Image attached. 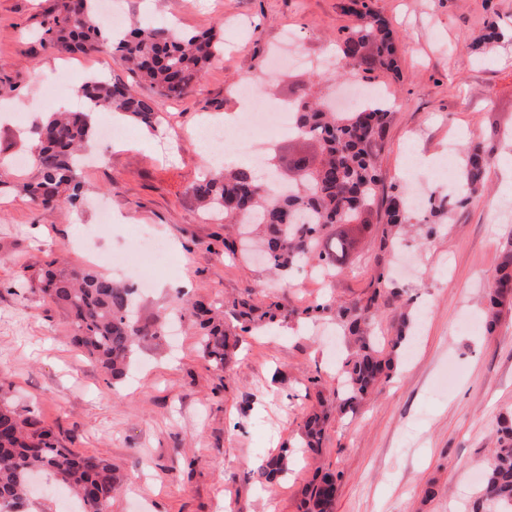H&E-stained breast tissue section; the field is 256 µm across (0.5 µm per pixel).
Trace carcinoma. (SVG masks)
<instances>
[{
    "instance_id": "1",
    "label": "carcinoma",
    "mask_w": 512,
    "mask_h": 512,
    "mask_svg": "<svg viewBox=\"0 0 512 512\" xmlns=\"http://www.w3.org/2000/svg\"><path fill=\"white\" fill-rule=\"evenodd\" d=\"M356 24L341 45L342 70L356 76L378 68L394 71L392 34L385 21L364 9L355 11ZM43 42L79 53L107 48L119 55L138 82L159 96L180 99L190 94L205 66L224 50L217 31L173 33L164 22L145 21L117 36L98 16V0H80V11L70 0H61ZM92 103L83 112H56L34 131L40 170L34 181H16L13 191L37 207L50 209L61 203L76 204L81 196V151L92 136L95 114L123 112L151 127L155 122L150 97L131 93L120 83L93 77L78 90ZM392 112L369 105L354 112H332L310 99L306 91L293 102L294 132L315 139L323 158L313 171L293 178L294 189L286 194L262 181L253 167L221 169L207 173L192 187L193 195L207 210L224 212V219L245 223L253 219L262 233L268 264L288 273L299 264L322 269L336 268L349 254L352 242L331 232L337 224H351L369 206L380 189L377 158ZM490 153L478 142L461 151L463 181L460 194L446 203L429 202L431 210L458 206L484 185ZM409 198L391 201L386 233L398 234L410 220ZM35 287L70 318L73 344L99 363L107 379L118 383L125 375L140 344L161 335L153 325H141L133 314L136 289L126 287L89 266L59 271L48 269ZM381 297L375 289L364 306H341L345 334L357 350L341 363L335 400H320L321 410L308 415L304 446L321 449L328 408L342 412L356 406L378 382L389 377L394 366L392 351L407 339L401 331L386 351L369 328L371 309ZM203 330L202 347L210 364L228 369L229 351L238 339L208 317L209 308L192 305ZM512 309V232L499 252V263L487 296L486 327L493 332L502 315ZM498 448L486 463L484 478L470 512H512V416H501ZM289 449L264 460L261 475L272 482L288 462ZM49 471L82 506V512H111L112 500L121 490L118 466L96 455L78 454L62 445L52 429L35 414L18 413L8 399L0 398V512H22L31 475ZM336 476L326 472L315 477L304 491L305 512H332Z\"/></svg>"
}]
</instances>
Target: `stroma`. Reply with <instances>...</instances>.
<instances>
[{"label": "stroma", "mask_w": 512, "mask_h": 512, "mask_svg": "<svg viewBox=\"0 0 512 512\" xmlns=\"http://www.w3.org/2000/svg\"><path fill=\"white\" fill-rule=\"evenodd\" d=\"M122 2L129 23L223 29L224 51L188 96L155 97V127L122 124L129 146L97 142L99 160L82 171L77 206L44 210L11 190L39 175L20 129L67 109L94 76L139 95L149 89L111 53L45 45L40 33L57 0H0V87L11 88L12 114L0 123V156L10 158L0 179V385L12 404L40 416L66 447L120 468L126 484L111 512H301L319 468L339 475L334 512H467L477 474L496 451L498 422L512 412V312L491 335L483 321L500 242L512 230V0H367L390 25L398 66L363 79L394 103L378 159L385 191L350 225L356 249L327 279L302 269L275 275L239 226L203 223L191 187L204 163L174 133L233 112L246 77L267 79L279 101L305 89L333 97L348 83L337 61L356 21L351 0ZM490 19L504 37L486 43ZM286 32L324 66L269 71ZM459 136L492 149L485 190L448 214L413 215L403 253L393 252L382 235L390 197L455 194L454 180L432 168L408 171L406 155L415 149L435 160ZM434 223L439 232L425 238L421 225ZM145 231L174 257L137 296L140 322L161 323L163 334L112 386L71 345L63 311L30 283L55 261L137 286L136 274L117 272L107 257L132 249ZM382 273L400 294L379 300L373 333L390 340L406 321L411 339L392 377L355 412L332 415L321 453L310 455L301 446L303 418L318 395L335 392L349 350L335 308L366 303ZM195 302L241 334L228 371L203 356ZM272 302L283 310L275 323L241 332L242 304ZM282 447L293 451L289 469L266 483L257 464Z\"/></svg>", "instance_id": "1"}]
</instances>
